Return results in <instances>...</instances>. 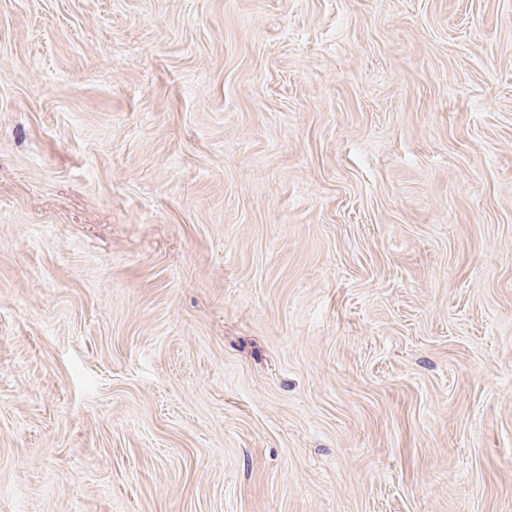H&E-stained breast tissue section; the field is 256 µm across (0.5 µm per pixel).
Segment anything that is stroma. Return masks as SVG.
<instances>
[{
	"label": "stroma",
	"instance_id": "obj_1",
	"mask_svg": "<svg viewBox=\"0 0 512 512\" xmlns=\"http://www.w3.org/2000/svg\"><path fill=\"white\" fill-rule=\"evenodd\" d=\"M0 512H512V0H0Z\"/></svg>",
	"mask_w": 512,
	"mask_h": 512
}]
</instances>
